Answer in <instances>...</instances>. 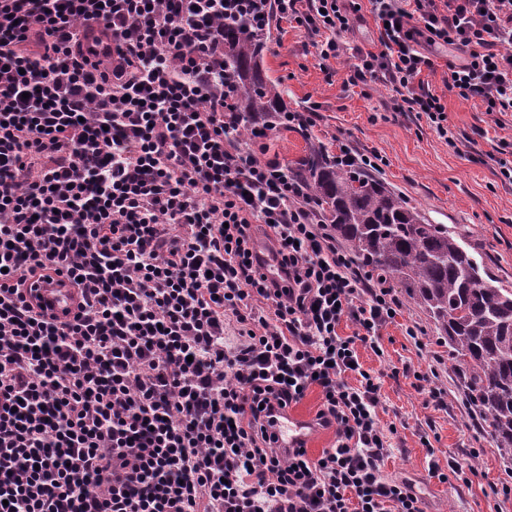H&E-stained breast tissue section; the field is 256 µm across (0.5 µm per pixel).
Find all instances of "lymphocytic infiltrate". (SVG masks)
Wrapping results in <instances>:
<instances>
[{"label":"lymphocytic infiltrate","mask_w":512,"mask_h":512,"mask_svg":"<svg viewBox=\"0 0 512 512\" xmlns=\"http://www.w3.org/2000/svg\"><path fill=\"white\" fill-rule=\"evenodd\" d=\"M368 2L377 52L343 41L344 0L272 7L440 135L431 46L464 55L447 89L512 112V0ZM251 3L0 0V512H422L357 364L399 302L236 136L224 24L265 27ZM39 271L76 282L72 321L27 301ZM313 387L315 460L269 421Z\"/></svg>","instance_id":"lymphocytic-infiltrate-1"}]
</instances>
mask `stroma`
I'll list each match as a JSON object with an SVG mask.
<instances>
[{"instance_id":"35a3bbf8","label":"stroma","mask_w":512,"mask_h":512,"mask_svg":"<svg viewBox=\"0 0 512 512\" xmlns=\"http://www.w3.org/2000/svg\"><path fill=\"white\" fill-rule=\"evenodd\" d=\"M267 34L268 76L285 89L289 110L313 113L314 122L307 135L276 128L264 145L248 140L245 149L261 162L287 168L310 141L332 155L343 147L378 155L377 177L431 223L452 227L482 256L490 274L512 288V184L501 181L489 157L499 139L512 138V118L496 123L480 99L446 92L448 66L457 62V52L433 49V67L419 76L423 87L447 95L451 136L446 139L425 116L393 111L386 85L349 84L346 65L321 60L303 29L275 18ZM396 294L401 308L379 331L382 354L356 346L363 370L379 384L378 418L390 433L384 474L411 483L424 512H512V497L498 493L512 457L463 405L458 377L446 363L448 346L439 342L433 323L404 288ZM415 324L424 331L419 346L406 334ZM438 358L445 366L436 378L430 367ZM436 386L445 392L440 405L425 395ZM452 462L469 471L470 480L450 474ZM432 465L439 476L429 474Z\"/></svg>"}]
</instances>
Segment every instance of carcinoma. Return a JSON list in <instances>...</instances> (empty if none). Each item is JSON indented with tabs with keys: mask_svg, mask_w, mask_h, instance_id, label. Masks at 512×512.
Instances as JSON below:
<instances>
[{
	"mask_svg": "<svg viewBox=\"0 0 512 512\" xmlns=\"http://www.w3.org/2000/svg\"><path fill=\"white\" fill-rule=\"evenodd\" d=\"M265 48V30L250 20L224 25V80L234 82L245 130L287 111L280 84L264 70ZM290 174L356 262L405 288L427 313L448 340L470 404L512 453V288L369 170L346 168L312 146Z\"/></svg>",
	"mask_w": 512,
	"mask_h": 512,
	"instance_id": "obj_1",
	"label": "carcinoma"
}]
</instances>
